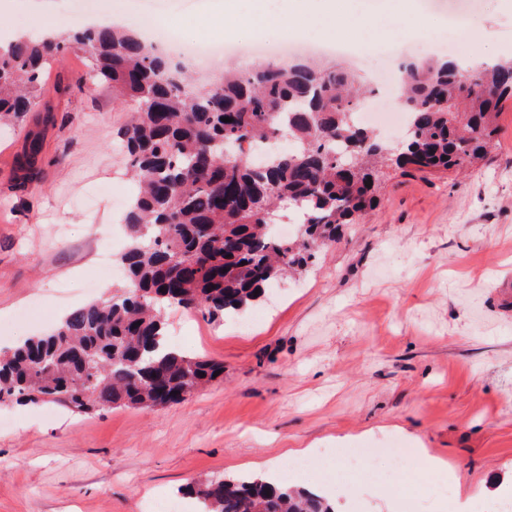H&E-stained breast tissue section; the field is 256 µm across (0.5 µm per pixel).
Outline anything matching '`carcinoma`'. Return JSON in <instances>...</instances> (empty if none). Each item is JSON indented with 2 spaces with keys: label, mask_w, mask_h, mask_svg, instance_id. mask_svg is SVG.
<instances>
[{
  "label": "carcinoma",
  "mask_w": 512,
  "mask_h": 512,
  "mask_svg": "<svg viewBox=\"0 0 512 512\" xmlns=\"http://www.w3.org/2000/svg\"><path fill=\"white\" fill-rule=\"evenodd\" d=\"M66 48L83 52L92 83L111 87L114 103H134L122 133L136 183L120 256L128 284L50 334L1 347L0 404L78 414L178 404L224 375L223 364L167 344L168 309L210 319L246 310L255 290L305 271L342 225L377 207L382 168L433 174L485 158L512 97V58L409 61L399 84L411 132L396 155L354 122L364 91L343 67L301 59L281 72L264 63L198 84L133 31L77 27L0 51L1 120L35 111L41 78ZM229 148L240 159L225 158ZM40 150L31 137L23 181ZM282 202L305 214L293 238L271 233L267 213ZM187 493L203 512H335L312 490L263 475L218 476Z\"/></svg>",
  "instance_id": "obj_1"
}]
</instances>
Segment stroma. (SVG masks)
Returning <instances> with one entry per match:
<instances>
[{
    "instance_id": "stroma-1",
    "label": "stroma",
    "mask_w": 512,
    "mask_h": 512,
    "mask_svg": "<svg viewBox=\"0 0 512 512\" xmlns=\"http://www.w3.org/2000/svg\"><path fill=\"white\" fill-rule=\"evenodd\" d=\"M25 0H0V45L20 33H62L89 18H134L185 46L211 40L216 0H58L34 23ZM425 28L414 56L450 36L463 57L512 54V0H479L475 27L455 28L462 0H417ZM369 58L356 76L374 85L391 51L371 32L332 37ZM40 111L0 131V346L48 333L72 310L125 280L100 275V245L127 243L118 203L130 195L121 130L130 114L93 85L85 57L53 64ZM42 150L21 183L28 135ZM247 330L178 309L173 344L224 365L223 380L161 410L77 415L52 404L0 405V512H154L162 496L213 476L261 474L287 448L313 447L316 481L348 448L389 438L425 448L478 497L496 475L512 483V101L487 156L466 172L411 176L386 170L378 205L344 225L301 279L267 291ZM408 491L369 480L343 506L403 512Z\"/></svg>"
}]
</instances>
